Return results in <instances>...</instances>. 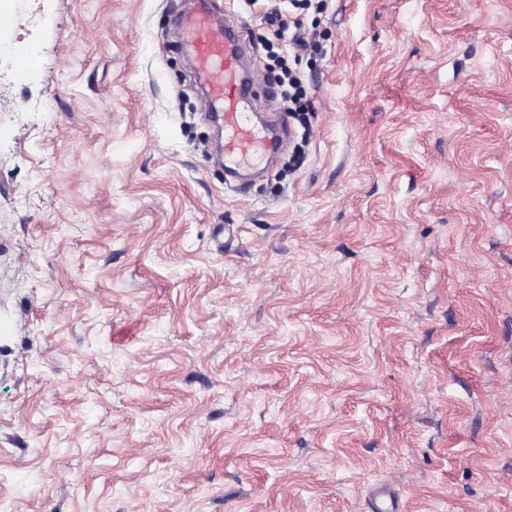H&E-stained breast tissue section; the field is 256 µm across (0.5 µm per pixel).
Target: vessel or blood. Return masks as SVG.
I'll return each mask as SVG.
<instances>
[{
  "label": "vessel or blood",
  "instance_id": "b4317fda",
  "mask_svg": "<svg viewBox=\"0 0 512 512\" xmlns=\"http://www.w3.org/2000/svg\"><path fill=\"white\" fill-rule=\"evenodd\" d=\"M193 48L195 74L208 99L224 122V154L242 156L259 143L258 131L249 124L246 109L252 91L241 73L245 46L235 20L215 25L209 11L191 9L176 21Z\"/></svg>",
  "mask_w": 512,
  "mask_h": 512
}]
</instances>
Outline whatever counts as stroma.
Listing matches in <instances>:
<instances>
[{
    "label": "stroma",
    "instance_id": "35a3bbf8",
    "mask_svg": "<svg viewBox=\"0 0 512 512\" xmlns=\"http://www.w3.org/2000/svg\"><path fill=\"white\" fill-rule=\"evenodd\" d=\"M195 2L0 0V506L512 512V0H205L237 179ZM193 48L195 74L208 99L224 121V156H243L257 147L259 133L249 124L245 109L252 91L241 73L245 46L235 20L215 25L205 9H190L176 21ZM278 64L280 65L285 79L288 81V85L293 89V92H287V99L295 106L290 108L291 112H304L307 111V107L304 102L306 96V90L302 84L301 78L296 75L288 67V59L285 56H278Z\"/></svg>",
    "mask_w": 512,
    "mask_h": 512
}]
</instances>
